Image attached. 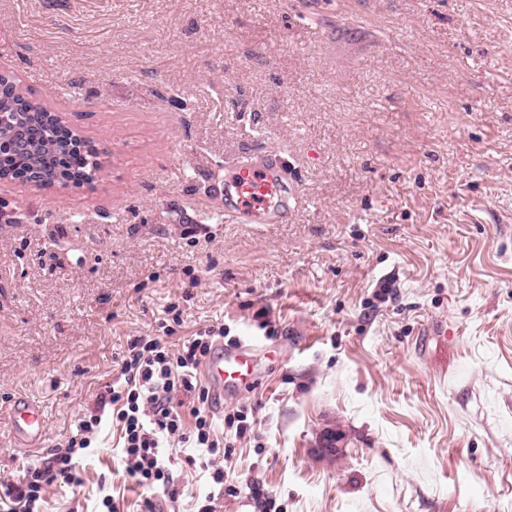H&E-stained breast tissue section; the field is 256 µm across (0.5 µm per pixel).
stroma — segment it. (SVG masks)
Segmentation results:
<instances>
[{
    "mask_svg": "<svg viewBox=\"0 0 512 512\" xmlns=\"http://www.w3.org/2000/svg\"><path fill=\"white\" fill-rule=\"evenodd\" d=\"M1 72L104 170L0 181V486L132 339L220 326L262 345L215 392L216 425H252L231 454L167 439L145 489L107 416L39 512H512V0H0ZM253 151L288 160L279 223L222 217ZM20 395L41 447L14 444Z\"/></svg>",
    "mask_w": 512,
    "mask_h": 512,
    "instance_id": "obj_1",
    "label": "stroma"
}]
</instances>
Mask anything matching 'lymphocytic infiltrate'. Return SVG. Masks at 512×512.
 I'll return each mask as SVG.
<instances>
[{"mask_svg": "<svg viewBox=\"0 0 512 512\" xmlns=\"http://www.w3.org/2000/svg\"><path fill=\"white\" fill-rule=\"evenodd\" d=\"M219 336L212 328L200 331L175 350L156 339L131 340L121 363V382L97 394L94 413L82 422L79 437L51 449L8 487L0 512H35L45 486L58 480L80 483L76 458L80 450L90 447L107 414L121 429L125 473L138 486L149 489L168 482L162 451L165 438L204 449L214 458L228 455L231 448L217 435L210 415L213 396L198 381V369Z\"/></svg>", "mask_w": 512, "mask_h": 512, "instance_id": "1", "label": "lymphocytic infiltrate"}]
</instances>
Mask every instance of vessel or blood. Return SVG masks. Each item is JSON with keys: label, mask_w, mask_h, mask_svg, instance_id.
<instances>
[{"label": "vessel or blood", "mask_w": 512, "mask_h": 512, "mask_svg": "<svg viewBox=\"0 0 512 512\" xmlns=\"http://www.w3.org/2000/svg\"><path fill=\"white\" fill-rule=\"evenodd\" d=\"M288 168L283 159L256 154L240 161L224 179V217L241 224H271L283 200ZM209 380L229 387L249 386L256 380L251 350L238 347L219 351L206 367ZM15 441L25 448L39 447L43 417L39 405L17 397L12 410Z\"/></svg>", "instance_id": "obj_1"}]
</instances>
